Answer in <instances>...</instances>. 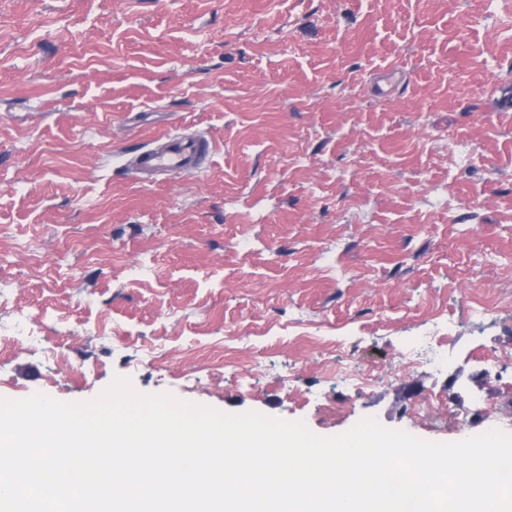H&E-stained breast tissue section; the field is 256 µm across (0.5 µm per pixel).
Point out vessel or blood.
Listing matches in <instances>:
<instances>
[{
	"label": "vessel or blood",
	"instance_id": "vessel-or-blood-1",
	"mask_svg": "<svg viewBox=\"0 0 512 512\" xmlns=\"http://www.w3.org/2000/svg\"><path fill=\"white\" fill-rule=\"evenodd\" d=\"M211 154L212 145L201 134L189 136L163 131L155 135L150 148L137 155L135 167L141 174L198 171L206 169Z\"/></svg>",
	"mask_w": 512,
	"mask_h": 512
}]
</instances>
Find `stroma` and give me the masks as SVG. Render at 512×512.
I'll use <instances>...</instances> for the list:
<instances>
[{
    "mask_svg": "<svg viewBox=\"0 0 512 512\" xmlns=\"http://www.w3.org/2000/svg\"><path fill=\"white\" fill-rule=\"evenodd\" d=\"M168 128L216 154L143 183ZM0 343L10 399L119 375L320 436L512 420V0H0Z\"/></svg>",
    "mask_w": 512,
    "mask_h": 512,
    "instance_id": "obj_1",
    "label": "stroma"
}]
</instances>
